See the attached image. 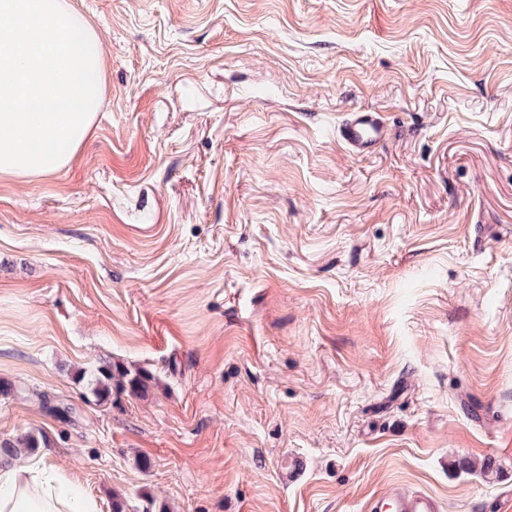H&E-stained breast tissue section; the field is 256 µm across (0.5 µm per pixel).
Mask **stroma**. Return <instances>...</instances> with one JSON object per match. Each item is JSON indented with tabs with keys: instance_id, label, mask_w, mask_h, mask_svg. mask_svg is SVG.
<instances>
[{
	"instance_id": "obj_1",
	"label": "stroma",
	"mask_w": 512,
	"mask_h": 512,
	"mask_svg": "<svg viewBox=\"0 0 512 512\" xmlns=\"http://www.w3.org/2000/svg\"><path fill=\"white\" fill-rule=\"evenodd\" d=\"M63 171L0 176V444L112 512L512 498V0H73ZM384 113L357 157L337 129ZM151 371L101 404L83 372ZM493 458L483 480L460 462ZM149 467H142V460Z\"/></svg>"
}]
</instances>
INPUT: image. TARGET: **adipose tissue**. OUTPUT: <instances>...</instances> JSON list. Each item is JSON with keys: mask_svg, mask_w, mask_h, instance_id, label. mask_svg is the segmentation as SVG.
<instances>
[{"mask_svg": "<svg viewBox=\"0 0 512 512\" xmlns=\"http://www.w3.org/2000/svg\"><path fill=\"white\" fill-rule=\"evenodd\" d=\"M53 475L38 474L29 464L0 457V512H97L91 499L71 502Z\"/></svg>", "mask_w": 512, "mask_h": 512, "instance_id": "ef3b65f1", "label": "adipose tissue"}]
</instances>
